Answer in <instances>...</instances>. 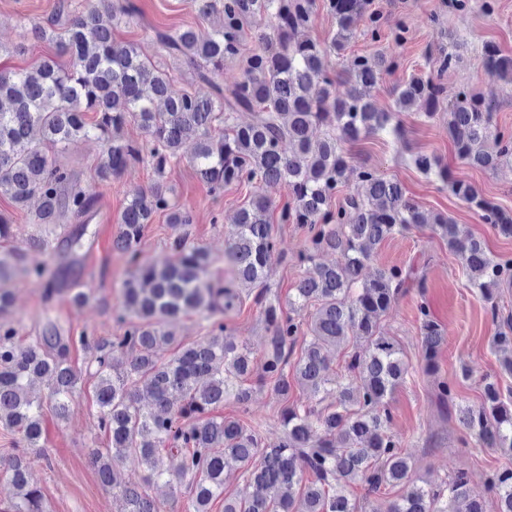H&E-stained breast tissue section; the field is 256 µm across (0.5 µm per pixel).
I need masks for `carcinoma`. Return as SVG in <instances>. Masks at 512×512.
I'll return each mask as SVG.
<instances>
[{
	"instance_id": "carcinoma-1",
	"label": "carcinoma",
	"mask_w": 512,
	"mask_h": 512,
	"mask_svg": "<svg viewBox=\"0 0 512 512\" xmlns=\"http://www.w3.org/2000/svg\"><path fill=\"white\" fill-rule=\"evenodd\" d=\"M370 0H322L336 22L329 47L297 38L317 9V0H195L200 19L219 15L217 26L179 27L156 34L167 53L195 68L200 80L224 72L236 62L239 79L231 86L212 84V93L172 89L169 72L144 56L134 42H117L112 0H85L63 31L54 24L24 27L38 40L56 44V54L33 66L0 73V196L19 207L37 201L34 223L57 224L62 214L77 221L61 235L66 260L51 269L32 262L23 269L50 299L63 289L80 306L86 294L74 278L76 248L89 229L94 201L77 187L73 169L59 154L70 144L93 137L103 145L98 177L107 182L143 159V146L125 139L134 121L147 138L157 171L179 163L182 146L196 140L191 163L198 177L219 192L251 184L254 193L238 210L224 260L231 279L211 272L213 260L178 236L176 258L159 269L138 266L145 226L166 214L173 229L192 223L191 214L172 202L169 188L152 185L129 200L112 241L114 250L136 266L125 282L118 318L127 323L121 336H64L47 322L41 334L22 341L18 329L1 315L10 295L3 282L13 276L0 258V426L16 433L22 447L3 469L0 492L9 512H44L43 495L28 480L30 456L41 448L43 401L32 396L34 381L47 384L51 409L68 417L78 374L69 364L71 346L91 351L95 366L100 428L110 447L95 455L98 476L108 491L119 490L128 512H157L143 487H116L115 470L132 459L144 470V483L160 480L171 488L188 482L192 512H210L224 494V471L233 461L244 469L252 493L224 499V512H363L346 494L361 484L375 494L383 486L402 494L389 512H485L484 493L497 498L498 512H512V468L492 472L485 492L475 490L461 469L438 484L415 483L412 465L390 431L388 399L410 374L394 339L380 332L382 318L406 288L424 287L413 268L379 269L361 279L362 269L388 239L428 226L446 241L460 262L469 286L490 301L512 284V257L494 255L461 225L442 214L423 211L402 184L365 166H354L345 145L362 136H390L402 142L399 112L419 104L431 119L442 109V88L432 77L412 75L393 88L397 110L383 111L367 95L395 68L376 52L355 57L342 70L326 67L355 37L357 20L368 17L364 34L381 39L379 18L368 12ZM256 30L258 45L243 51L246 31ZM487 74L512 85V54L494 42L482 49ZM348 86L344 94L336 85ZM497 102L469 89L448 104V137L465 164L494 170L512 163V129L493 121ZM95 114L90 121L87 113ZM252 119L237 122V113ZM289 144L291 152L283 149ZM414 167L450 185L452 193L501 235L512 237V214L474 185L448 178L433 153L412 155ZM364 193H344L348 179ZM288 186L291 197L279 216L282 224L308 229L298 262L309 265L288 309L268 298L266 269L279 242L271 226L272 192ZM342 202L333 205L338 196ZM336 261L322 263V252ZM258 290L255 303L267 332L260 363L231 336L224 317L238 310L242 289ZM309 311L307 323L295 315ZM203 313L211 320L207 336L181 345L173 325L179 316ZM424 358L432 364L445 341L429 308L419 306ZM354 336L363 345L349 355L346 373L333 371L326 354ZM177 348L164 360L160 352ZM300 352H295V348ZM504 374L512 376V325L492 339ZM307 390L305 406L284 405L281 436L273 444L237 418L211 411L231 399L245 408L259 388L288 400L292 384ZM481 403L459 409V422L486 448L512 453V392L499 382L482 380ZM152 397L149 409L138 405L141 391ZM175 463L163 466L161 453Z\"/></svg>"
}]
</instances>
